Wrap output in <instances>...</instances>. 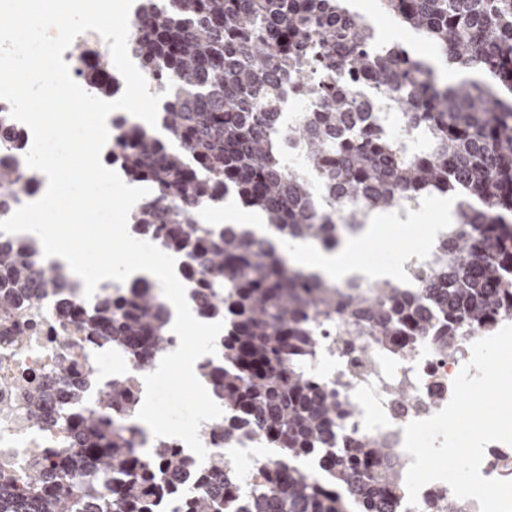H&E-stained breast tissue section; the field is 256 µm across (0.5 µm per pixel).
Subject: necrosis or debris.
<instances>
[{"mask_svg": "<svg viewBox=\"0 0 512 512\" xmlns=\"http://www.w3.org/2000/svg\"><path fill=\"white\" fill-rule=\"evenodd\" d=\"M0 128L12 135L11 141L0 144V161L24 167L33 141L30 129L6 111L0 113ZM57 306L49 294L38 317L0 318V471L13 475L18 491L39 469L48 449L68 440L61 421L64 400L54 371L56 355L65 349L74 353L77 378L107 376L112 363L111 343L86 338L76 325L60 322ZM483 336L480 330H461L451 356L434 340L416 342L406 352L392 355L370 339L343 346L334 328L321 327L313 376L322 387L335 390L348 410L336 421L339 434L387 438L392 453L408 464L412 457L404 449V426L432 416L448 403L452 382L470 358L471 344ZM36 386L48 392L44 417L37 425L27 414L29 394Z\"/></svg>", "mask_w": 512, "mask_h": 512, "instance_id": "1", "label": "necrosis or debris"}]
</instances>
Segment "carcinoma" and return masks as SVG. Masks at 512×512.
Returning a JSON list of instances; mask_svg holds the SVG:
<instances>
[{
  "instance_id": "1",
  "label": "carcinoma",
  "mask_w": 512,
  "mask_h": 512,
  "mask_svg": "<svg viewBox=\"0 0 512 512\" xmlns=\"http://www.w3.org/2000/svg\"><path fill=\"white\" fill-rule=\"evenodd\" d=\"M142 3L128 47L163 94L168 140L130 124L112 161L151 187L135 229L189 256L205 319L224 322L219 357L197 368L227 412L209 427L227 444L251 434L276 449L249 493L224 456L209 457L182 512H389L404 494L401 464L380 438L336 444L344 410L308 371L313 333L334 321L347 345L369 336L396 355L432 337L452 354L459 330L491 332L512 319V0H378L460 74L452 83L383 39L348 0ZM82 75L99 94L116 85L103 67ZM293 89L315 102L289 122ZM391 110L425 130L423 145L389 133ZM285 145L298 147L301 165L285 162ZM42 179L0 163V200ZM231 188L262 210L266 235L197 221ZM433 194L458 198L455 223L407 288L330 283L291 269L274 244L333 251L369 213ZM24 250L0 237L1 318L36 309L51 290L60 319L109 339L140 369L167 354L171 313L148 282L76 302L65 267H44ZM55 370L67 404L80 408L64 417L74 442L51 449L36 492L1 493L0 512H165L187 467L182 449L164 439L145 448L130 385L99 388L100 402L125 416L109 424L101 406H84L93 377L71 380L65 355Z\"/></svg>"
}]
</instances>
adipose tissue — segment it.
Here are the masks:
<instances>
[{
	"instance_id": "ef3b65f1",
	"label": "adipose tissue",
	"mask_w": 512,
	"mask_h": 512,
	"mask_svg": "<svg viewBox=\"0 0 512 512\" xmlns=\"http://www.w3.org/2000/svg\"><path fill=\"white\" fill-rule=\"evenodd\" d=\"M419 208L408 206L388 212L372 213L361 234L347 238L344 244L335 251L328 252L298 241L288 253L292 265L304 268L321 279L330 282H344L351 278H359L369 282L380 280L398 281L403 277L405 263L415 259V252H407L402 261L389 265H367L356 260L363 239L383 236L387 227L393 224H414L420 221Z\"/></svg>"
}]
</instances>
